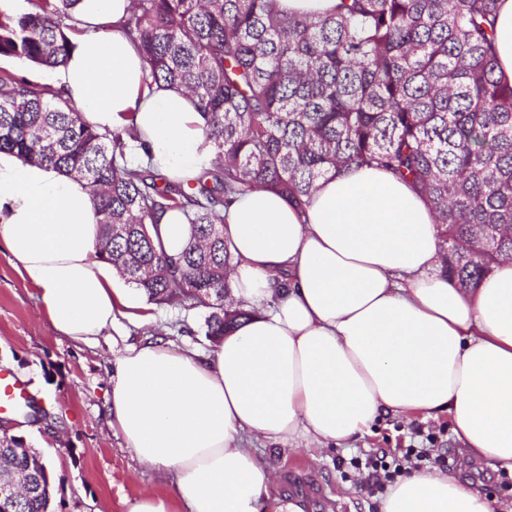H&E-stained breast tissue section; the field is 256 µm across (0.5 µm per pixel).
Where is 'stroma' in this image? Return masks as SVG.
I'll return each mask as SVG.
<instances>
[{"label": "stroma", "instance_id": "35a3bbf8", "mask_svg": "<svg viewBox=\"0 0 512 512\" xmlns=\"http://www.w3.org/2000/svg\"><path fill=\"white\" fill-rule=\"evenodd\" d=\"M153 316L152 326L183 320L191 327V334H171L173 349H213L202 331L205 311L158 306ZM110 356L108 344L89 348L58 333L36 288L0 249V366L26 381L42 406L45 430L21 429L16 436L52 462L53 512H127L134 499L168 491L164 480L140 464L108 424ZM410 445L445 449L447 475L476 482L496 512H512V474L484 461L464 462L444 415L385 417L348 448H289L262 440L256 448L277 476L272 495L280 503L303 505L320 494L324 500L311 512H335L339 505L347 512H378L379 491L362 484L351 461Z\"/></svg>", "mask_w": 512, "mask_h": 512}]
</instances>
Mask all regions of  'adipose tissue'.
Here are the masks:
<instances>
[{
  "label": "adipose tissue",
  "instance_id": "obj_1",
  "mask_svg": "<svg viewBox=\"0 0 512 512\" xmlns=\"http://www.w3.org/2000/svg\"><path fill=\"white\" fill-rule=\"evenodd\" d=\"M130 0H78L74 45L54 85L98 130L135 124L127 158L170 180L211 167L193 98L148 87L121 30ZM97 214L83 181L0 153V247L38 290L55 329L112 342L109 424L169 492L128 512H262L272 474L253 446L333 448L384 414L447 415L472 460L512 471V261L472 292L441 272L426 202L389 172L321 180L304 206L267 191L224 214L234 298L252 316L206 353L160 336L131 341L124 319L151 303L95 258ZM380 512H494L478 490L415 471Z\"/></svg>",
  "mask_w": 512,
  "mask_h": 512
}]
</instances>
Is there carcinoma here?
Listing matches in <instances>:
<instances>
[{"label": "carcinoma", "mask_w": 512, "mask_h": 512, "mask_svg": "<svg viewBox=\"0 0 512 512\" xmlns=\"http://www.w3.org/2000/svg\"><path fill=\"white\" fill-rule=\"evenodd\" d=\"M0 57L53 70L72 49L77 0L1 7ZM499 0H338L297 16L278 0H131L123 27L148 85L197 99L212 167L187 182L131 166L120 132H99L62 93L0 71V152L78 177L98 213V259L156 305L207 312L217 342L252 312L230 296L224 207L253 189L300 207L327 174L378 167L410 186L438 224L441 274L477 288L512 260V84L498 76ZM181 211L190 238L173 258L158 224ZM122 224L121 234L111 225ZM37 488L4 512H50L42 456L0 451V478Z\"/></svg>", "instance_id": "cac0c4a2"}]
</instances>
